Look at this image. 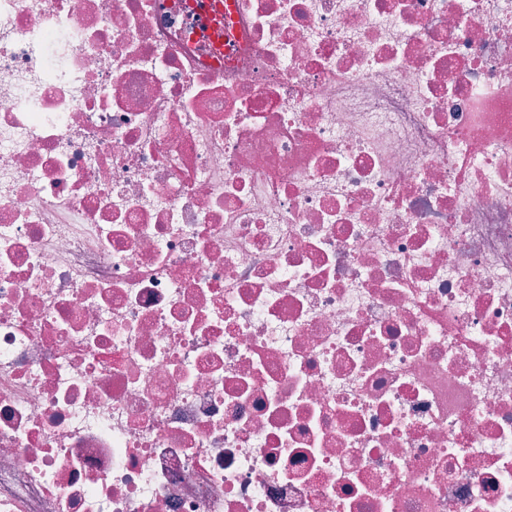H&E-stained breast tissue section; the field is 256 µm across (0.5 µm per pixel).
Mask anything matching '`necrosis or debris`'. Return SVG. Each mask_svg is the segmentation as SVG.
<instances>
[{
  "mask_svg": "<svg viewBox=\"0 0 512 512\" xmlns=\"http://www.w3.org/2000/svg\"><path fill=\"white\" fill-rule=\"evenodd\" d=\"M0 0V512H512V0Z\"/></svg>",
  "mask_w": 512,
  "mask_h": 512,
  "instance_id": "necrosis-or-debris-1",
  "label": "necrosis or debris"
}]
</instances>
